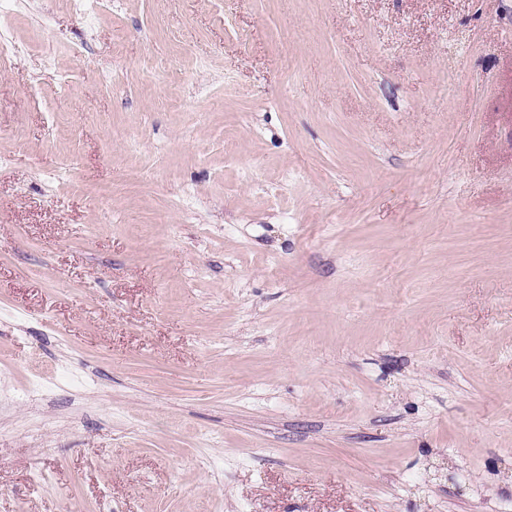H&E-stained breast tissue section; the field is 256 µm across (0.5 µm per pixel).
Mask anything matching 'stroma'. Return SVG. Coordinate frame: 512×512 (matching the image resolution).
I'll return each mask as SVG.
<instances>
[{
	"label": "stroma",
	"instance_id": "35a3bbf8",
	"mask_svg": "<svg viewBox=\"0 0 512 512\" xmlns=\"http://www.w3.org/2000/svg\"><path fill=\"white\" fill-rule=\"evenodd\" d=\"M89 8L0 0V512H512V0Z\"/></svg>",
	"mask_w": 512,
	"mask_h": 512
}]
</instances>
